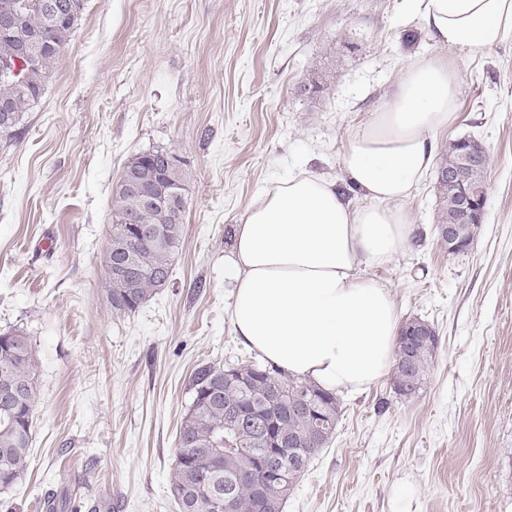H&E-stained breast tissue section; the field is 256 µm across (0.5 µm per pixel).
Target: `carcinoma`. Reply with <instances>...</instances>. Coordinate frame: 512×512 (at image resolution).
<instances>
[{
    "label": "carcinoma",
    "instance_id": "carcinoma-1",
    "mask_svg": "<svg viewBox=\"0 0 512 512\" xmlns=\"http://www.w3.org/2000/svg\"><path fill=\"white\" fill-rule=\"evenodd\" d=\"M22 16L7 34L0 33V60L13 58L30 47L36 68L27 81L0 79V104L11 107L12 124L0 133L15 135L20 122L41 98L46 79L54 70L78 20H59L46 6L48 0H24ZM465 141L448 142L439 157L438 172L457 164ZM169 155L161 185L185 192L182 159L157 149L133 155L122 175ZM441 206L437 224L459 223V194L446 181L438 182ZM186 198L154 207L128 191L118 180L112 193V244L132 253L137 275L128 287L117 285L115 258L120 250L106 248L102 256L104 291L112 311L128 315L148 302L168 283L176 250L183 235ZM149 225L145 241L131 235L127 218ZM399 329L392 366V386L406 398L415 397L426 384L438 349L435 332L420 338L410 359H401L405 338ZM37 355L21 329L0 333V393H12L10 409L0 404V490L15 486L30 465V432L38 400ZM191 404L177 435L178 446L170 481L177 512H283L288 495L311 461L326 447L342 416L340 399L333 393L296 381L260 362L247 361L225 368L201 363L190 383Z\"/></svg>",
    "mask_w": 512,
    "mask_h": 512
}]
</instances>
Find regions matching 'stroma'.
Here are the masks:
<instances>
[{"instance_id":"stroma-1","label":"stroma","mask_w":512,"mask_h":512,"mask_svg":"<svg viewBox=\"0 0 512 512\" xmlns=\"http://www.w3.org/2000/svg\"><path fill=\"white\" fill-rule=\"evenodd\" d=\"M456 67V115L491 156L484 217L452 255L437 173L401 207L414 237L390 263L400 318L439 348L423 389L382 378L344 413L284 512H512V39L479 58L437 40L407 0H85L38 105L0 136V332L37 352L32 465L0 512H174L177 434L198 364L252 360L230 322L224 258L246 209L305 168L346 185L350 136L405 66ZM181 157L187 209L168 285L129 315L102 288L112 190L134 154Z\"/></svg>"}]
</instances>
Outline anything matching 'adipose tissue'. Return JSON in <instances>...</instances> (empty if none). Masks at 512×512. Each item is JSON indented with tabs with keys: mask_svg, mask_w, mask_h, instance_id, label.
Wrapping results in <instances>:
<instances>
[{
	"mask_svg": "<svg viewBox=\"0 0 512 512\" xmlns=\"http://www.w3.org/2000/svg\"><path fill=\"white\" fill-rule=\"evenodd\" d=\"M424 27L470 56L512 38V0H416ZM446 59L408 64L391 102L348 140L342 166L364 204L302 169L274 182L234 230L225 258L239 341L289 377L360 393L388 372L399 316L391 290L368 278L414 233L399 203L431 167L435 136L458 105Z\"/></svg>",
	"mask_w": 512,
	"mask_h": 512,
	"instance_id": "1",
	"label": "adipose tissue"
}]
</instances>
